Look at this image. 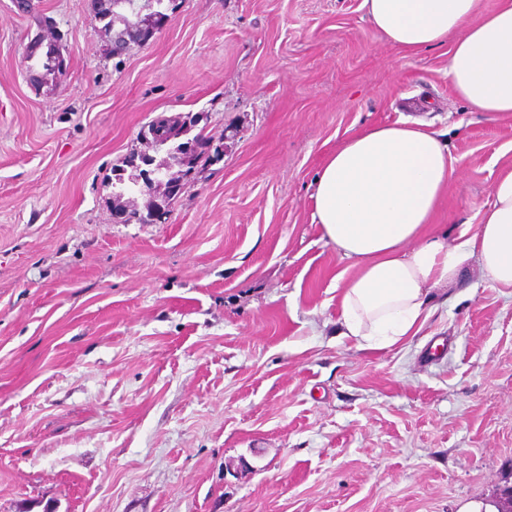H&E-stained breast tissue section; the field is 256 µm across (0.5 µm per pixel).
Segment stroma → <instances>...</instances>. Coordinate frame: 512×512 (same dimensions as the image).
Here are the masks:
<instances>
[{"mask_svg":"<svg viewBox=\"0 0 512 512\" xmlns=\"http://www.w3.org/2000/svg\"><path fill=\"white\" fill-rule=\"evenodd\" d=\"M361 2L168 0L115 56L92 0H0V512H481L512 483L511 296L473 269L405 344L340 334L345 265L311 222L330 151L429 123L452 243L512 170V116ZM42 36L67 72L35 86ZM197 113L220 159L115 223L140 130Z\"/></svg>","mask_w":512,"mask_h":512,"instance_id":"stroma-1","label":"stroma"}]
</instances>
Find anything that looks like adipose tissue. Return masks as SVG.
Wrapping results in <instances>:
<instances>
[{"label": "adipose tissue", "instance_id": "adipose-tissue-1", "mask_svg": "<svg viewBox=\"0 0 512 512\" xmlns=\"http://www.w3.org/2000/svg\"><path fill=\"white\" fill-rule=\"evenodd\" d=\"M479 0H362L372 25L405 54L450 46L448 80L474 112L512 114V0L478 16ZM456 168L437 134L416 121L367 126L325 158L312 221L356 273L338 306L342 334L363 350L405 343L432 310L434 293L477 267L512 289V172L491 188L473 232L448 243L432 216Z\"/></svg>", "mask_w": 512, "mask_h": 512}]
</instances>
